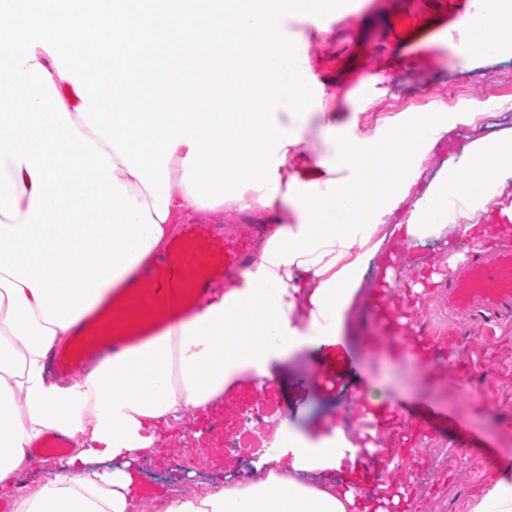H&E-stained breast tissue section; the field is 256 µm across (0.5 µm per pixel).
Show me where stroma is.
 Wrapping results in <instances>:
<instances>
[{
	"instance_id": "stroma-1",
	"label": "stroma",
	"mask_w": 512,
	"mask_h": 512,
	"mask_svg": "<svg viewBox=\"0 0 512 512\" xmlns=\"http://www.w3.org/2000/svg\"><path fill=\"white\" fill-rule=\"evenodd\" d=\"M451 0H360L359 8L334 23L332 33L304 31L312 71L331 78L328 92L336 96V109L348 112L364 107L362 130L373 136L384 119L424 112L435 106L466 109L480 103L491 120L480 133L459 125L443 134L421 162V174L413 195L427 185L477 137L512 128V56L461 68L457 49L466 40L463 24L447 26L433 51L401 48L389 37L392 17L413 10L426 19L449 9ZM387 68L392 79L387 93L364 104L361 82L371 68ZM447 235H429L411 243H384L379 251L370 244L355 245L350 259H363L361 288L341 326L337 345L306 348L290 357H275L271 379L265 388L244 375L231 383L223 401L196 417L184 418L179 429L157 441L154 453L136 464L140 499L133 512H156L160 500L209 490L224 478H261L269 469L263 454L241 456L224 453V435L237 425L238 413L260 395L274 397L282 414L284 435L318 438L326 420L341 424L350 442L363 435H391V447L406 453L411 464L435 467L425 484H417L410 472L387 476L390 489L405 488L406 512H468L496 478L501 467L512 465V323L487 337L459 328L453 346L431 348L427 361L404 356L398 341L372 343L382 326L375 317V300H382L393 320H405L410 335L423 327L445 329L448 309L440 298L441 279L448 276ZM348 258V259H349ZM422 282L412 293L411 304L399 308L395 293ZM335 360L339 379L335 387L313 382L321 358ZM392 402L387 423L363 421L359 410L358 381ZM204 441L203 453L183 448L181 432Z\"/></svg>"
}]
</instances>
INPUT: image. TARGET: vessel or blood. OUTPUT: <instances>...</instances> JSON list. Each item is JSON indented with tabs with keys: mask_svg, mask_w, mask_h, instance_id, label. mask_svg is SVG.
I'll list each match as a JSON object with an SVG mask.
<instances>
[{
	"mask_svg": "<svg viewBox=\"0 0 512 512\" xmlns=\"http://www.w3.org/2000/svg\"><path fill=\"white\" fill-rule=\"evenodd\" d=\"M432 32L413 13L399 16L391 29L395 42L410 46ZM252 227H220L196 220L184 225L160 251L133 269L124 284L73 329L69 345L50 355L53 369L79 378L87 364L117 356L193 315L216 284L237 276L252 262L242 238ZM448 327L464 325L482 335L512 322V241L495 251L473 249L444 284Z\"/></svg>",
	"mask_w": 512,
	"mask_h": 512,
	"instance_id": "b4317fda",
	"label": "vessel or blood"
}]
</instances>
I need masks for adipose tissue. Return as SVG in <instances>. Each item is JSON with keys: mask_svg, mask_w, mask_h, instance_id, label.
Segmentation results:
<instances>
[{"mask_svg": "<svg viewBox=\"0 0 512 512\" xmlns=\"http://www.w3.org/2000/svg\"><path fill=\"white\" fill-rule=\"evenodd\" d=\"M306 14L301 0H32L12 10L0 31V490L30 468L33 441L54 432L73 445L14 512H131L132 464L172 422L223 400L240 374L265 381L276 354L335 344L360 284L354 263L328 276L321 260L336 248L422 238L447 226L452 196L464 203L463 238L489 246L512 234V130L475 142L412 197L426 153L474 113L419 112L362 135L359 112L326 111L324 84L289 48L285 25ZM118 16L126 27L114 28ZM464 22L465 62L512 54V0ZM81 26L111 35L110 68L79 65ZM132 88L137 112L125 105ZM311 132L315 156L300 149ZM483 178L489 193L473 192ZM494 198L504 221L483 223ZM228 200L273 213L259 261L163 336L80 379H50L47 355L80 318L185 213ZM404 206L406 222L392 223ZM299 268L315 277L308 289ZM342 432L330 427L314 447L296 438L286 467L158 512H401L406 492L359 490L376 448H339Z\"/></svg>", "mask_w": 512, "mask_h": 512, "instance_id": "obj_1", "label": "adipose tissue"}]
</instances>
